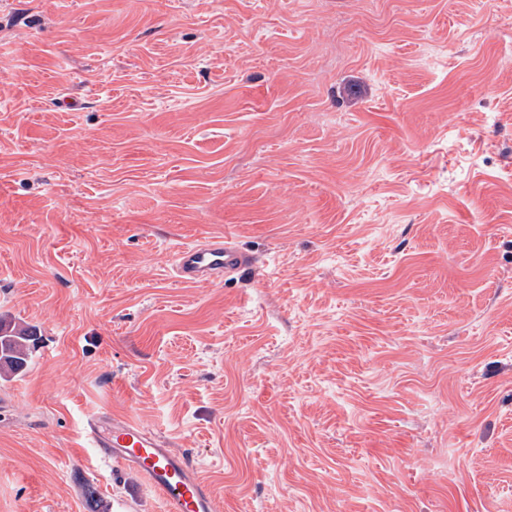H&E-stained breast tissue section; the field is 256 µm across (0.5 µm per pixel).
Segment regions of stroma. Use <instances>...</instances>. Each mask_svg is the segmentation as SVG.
Wrapping results in <instances>:
<instances>
[{
  "mask_svg": "<svg viewBox=\"0 0 512 512\" xmlns=\"http://www.w3.org/2000/svg\"><path fill=\"white\" fill-rule=\"evenodd\" d=\"M0 319V512H512V0H0ZM254 264V256L240 250L230 236L224 235L179 249L173 258V271L183 283H210ZM38 340L30 327L0 320V379L17 375L27 367L31 348ZM86 438L107 461L132 469L167 500L169 512H220L219 501L185 457L160 435L129 419L99 413L87 419Z\"/></svg>",
  "mask_w": 512,
  "mask_h": 512,
  "instance_id": "35a3bbf8",
  "label": "stroma"
}]
</instances>
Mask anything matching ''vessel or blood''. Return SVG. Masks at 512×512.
Masks as SVG:
<instances>
[{"label":"vessel or blood","mask_w":512,"mask_h":512,"mask_svg":"<svg viewBox=\"0 0 512 512\" xmlns=\"http://www.w3.org/2000/svg\"><path fill=\"white\" fill-rule=\"evenodd\" d=\"M231 237H214L179 249L173 271L183 283H210L253 265ZM86 438L104 459L142 475L167 500L169 512H221L219 501L185 457L160 435L129 419L99 413L87 419Z\"/></svg>","instance_id":"1"}]
</instances>
